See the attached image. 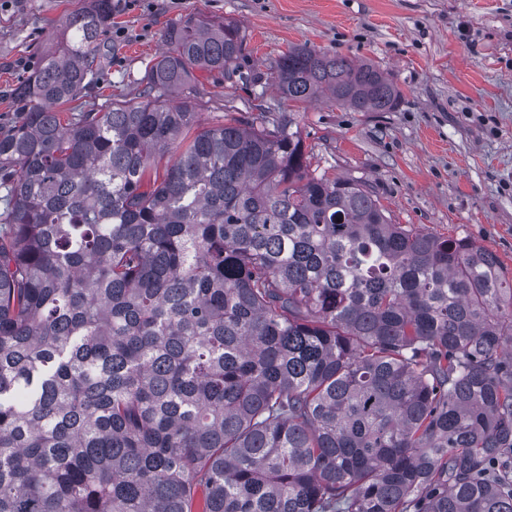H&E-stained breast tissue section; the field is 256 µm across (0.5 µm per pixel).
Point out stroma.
I'll return each mask as SVG.
<instances>
[{"mask_svg":"<svg viewBox=\"0 0 512 512\" xmlns=\"http://www.w3.org/2000/svg\"><path fill=\"white\" fill-rule=\"evenodd\" d=\"M78 0H0V124L16 109L7 95L34 69ZM203 11L240 22L244 56L233 80L194 72L217 105L247 108L256 96L293 113L317 172L365 180L393 223L469 237L500 258L512 278V0H139L116 10L105 36L103 86L83 103L136 98L162 35ZM370 61L402 97L389 112H353L319 97L281 102L269 76L288 47Z\"/></svg>","mask_w":512,"mask_h":512,"instance_id":"1","label":"stroma"}]
</instances>
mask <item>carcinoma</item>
<instances>
[{
  "mask_svg": "<svg viewBox=\"0 0 512 512\" xmlns=\"http://www.w3.org/2000/svg\"><path fill=\"white\" fill-rule=\"evenodd\" d=\"M113 12L81 0L0 127V512H512L497 255L311 171L291 115L200 127L233 19L182 16L138 100L85 109ZM270 79L401 98L307 44Z\"/></svg>",
  "mask_w": 512,
  "mask_h": 512,
  "instance_id": "cac0c4a2",
  "label": "carcinoma"
}]
</instances>
